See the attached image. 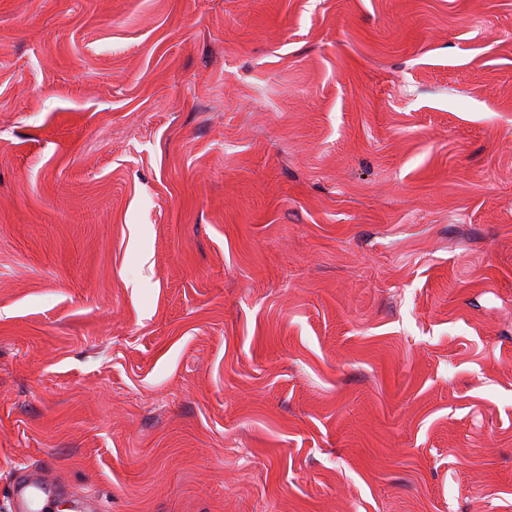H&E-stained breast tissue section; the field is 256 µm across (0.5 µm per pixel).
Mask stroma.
I'll return each mask as SVG.
<instances>
[{
    "mask_svg": "<svg viewBox=\"0 0 512 512\" xmlns=\"http://www.w3.org/2000/svg\"><path fill=\"white\" fill-rule=\"evenodd\" d=\"M512 512V0H0V512ZM12 512H59L65 505L67 512H102L96 497L75 493L71 488L45 482L38 470L29 467L17 469L10 489Z\"/></svg>",
    "mask_w": 512,
    "mask_h": 512,
    "instance_id": "35a3bbf8",
    "label": "stroma"
}]
</instances>
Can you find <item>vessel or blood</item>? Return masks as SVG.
Instances as JSON below:
<instances>
[{
    "mask_svg": "<svg viewBox=\"0 0 512 512\" xmlns=\"http://www.w3.org/2000/svg\"><path fill=\"white\" fill-rule=\"evenodd\" d=\"M11 512H103L98 498L45 482L39 471L18 469L10 489Z\"/></svg>",
    "mask_w": 512,
    "mask_h": 512,
    "instance_id": "1",
    "label": "vessel or blood"
}]
</instances>
